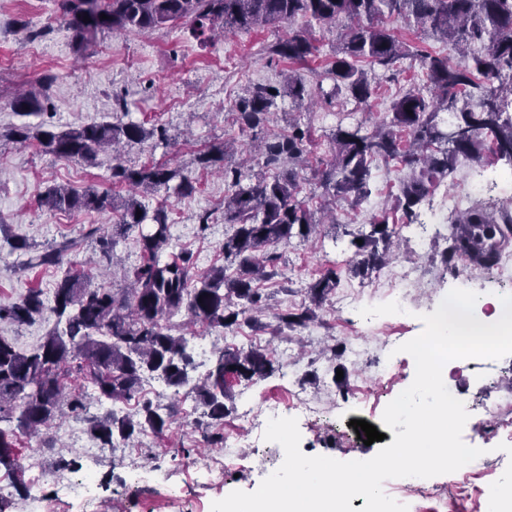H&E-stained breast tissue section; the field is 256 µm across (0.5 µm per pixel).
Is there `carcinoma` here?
Wrapping results in <instances>:
<instances>
[{
    "label": "carcinoma",
    "mask_w": 512,
    "mask_h": 512,
    "mask_svg": "<svg viewBox=\"0 0 512 512\" xmlns=\"http://www.w3.org/2000/svg\"><path fill=\"white\" fill-rule=\"evenodd\" d=\"M64 19L74 32L77 50L88 47L87 35L110 30L156 32L181 27L204 41L217 33L249 31L259 26H288V32L271 44L268 52L304 67L318 52L310 32L294 25L316 22L331 25L349 18L353 25L343 33L330 69L333 91H341L355 103L367 106L377 87L360 63L395 74L403 60L419 59L426 86L417 87L396 99L390 122L371 132L363 126L338 124L333 133V160L314 171L322 188V210L339 200L357 206L371 195L372 162L398 159L415 171L402 182L397 207L407 223L417 219L416 209L425 201L430 185L452 173L459 159L481 162L485 138H491L497 159L512 165V0H62ZM93 27L83 22L85 15ZM106 18H100V15ZM429 30L456 44L460 59L433 54L410 45L389 27L393 20ZM275 93H270V90ZM308 95L303 74L294 70L280 86L257 84L236 104L238 119L253 135L262 131L266 115L277 98L300 105ZM45 99L27 93L14 100L23 115L40 111ZM413 114H408V111ZM448 112L451 120L440 119ZM7 137L19 142L36 138L43 148L60 158L86 163L120 143H142L150 138L167 139L166 129L117 121L74 125L54 132L30 133L17 126ZM308 131L299 125L286 136L261 142V165L274 171L270 177L252 180L238 168H223L229 193L224 196V223L236 226L224 240V259L230 262L205 274L194 272L192 256L185 253L170 261L160 260L170 240L165 210L147 208L134 197L122 201L107 190L82 193L53 187L41 196L49 210L120 212L112 225V236L98 238L100 258L112 259L116 237L152 221L150 232L140 234L144 261L133 271L130 288L124 293L96 288L76 271H67L57 282L53 305L47 306L42 291L32 288L18 302L0 304V321L24 324L50 310L56 325L42 344L22 352L0 337V470L13 473L21 468L16 451V427L33 433L50 426L63 408L82 417L88 431L102 448H116L147 428L163 432L168 419L150 399L139 403L138 412L120 414L109 405L136 397L144 377L155 376L174 391L191 388L203 415L216 427L223 425L231 407L227 376L255 382L271 376L275 367L261 349L219 348L206 376L194 379L193 353L184 334L174 333L170 319L181 313L190 323H203L215 330L230 329L252 314L268 308V296L256 287L268 272L266 265L277 256L262 248L286 243L293 238L309 239L321 221L299 199V168L305 164ZM112 179L145 193L169 188L178 181L183 196L196 191L190 177L166 164L133 169L120 160L112 165ZM362 243H357L356 239ZM396 231L382 218L367 235L353 236L355 248L351 272L364 275L389 260ZM512 238V211H489L472 206L450 224L445 264L465 255L477 267L490 268L494 246ZM66 242L29 262L58 265ZM233 273H227L229 266ZM336 270L328 269L308 288L311 306L277 315V330L294 332L316 318L315 307L336 287ZM81 360L90 368V379L103 408L88 414L86 396L63 382L67 367Z\"/></svg>",
    "instance_id": "carcinoma-1"
}]
</instances>
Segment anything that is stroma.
Wrapping results in <instances>:
<instances>
[{"instance_id":"obj_1","label":"stroma","mask_w":512,"mask_h":512,"mask_svg":"<svg viewBox=\"0 0 512 512\" xmlns=\"http://www.w3.org/2000/svg\"><path fill=\"white\" fill-rule=\"evenodd\" d=\"M347 26L344 20L336 26H313L311 34L319 51L304 71L309 97L300 109L292 108L288 100L277 101L264 128L272 135L286 133L294 120L310 126L313 139L308 151L314 163L332 160L335 145L331 134L337 124L358 120L366 130H375L390 122L394 99L425 81L419 62L408 59L395 76L373 75L380 89L367 108L355 109L353 102L342 96L337 97L335 106L326 105L322 94L331 89L332 82L323 73L333 59L339 29ZM281 33V28L267 27L216 36L203 44L188 31L169 27L155 33L99 34L93 47L81 53L75 48L60 0H0V304L16 302L32 288L40 289L44 299H51L57 281L69 269L85 270L93 286L118 291L128 287V272L142 261L139 232L134 229L118 238L110 267H95L98 243L88 229L96 225L101 232H110L117 220L112 211L50 214L38 205L39 197L58 185L78 190L109 188L118 197H127V186L110 181L111 152L100 153L90 165L44 153L33 139H3V132L25 124L56 130L117 120L148 127L165 125L168 144L152 139L132 144L122 148L121 159L134 168L151 161L165 162L196 180L193 195L163 189L142 195L141 201L147 210L161 204L168 210L171 241L164 258L190 252L199 273L223 265L224 240L234 232L233 225L224 221V176L203 168L198 158L219 147L225 149L229 162L249 158L251 135L241 131L235 104L250 85L280 84L291 70L288 60L268 52ZM47 74L56 77L47 89V113L20 115L13 108L14 99L22 91L43 89L41 80ZM117 95L127 101L126 113L114 112ZM372 168V194L367 201L357 206L337 203L335 224L321 225L309 240L294 238L278 245L280 258L274 273L261 283L273 309L261 315L259 325L247 328L256 346L268 349L276 371L258 383L235 381L229 388L237 411L249 403L280 401L282 411L297 418L300 449L308 456L349 461L367 460L376 454L377 445H364L350 422L356 419L380 425L385 407L412 384L415 361L398 347L423 331L422 315L432 313L452 289L512 295V283L499 280L493 271L481 270L473 277L450 274L442 261L449 228L427 222L431 204L444 192L491 204V196L476 193V185L511 176L512 166L488 153L481 163L459 164L439 180L419 207L418 221L426 226L427 248L418 251L411 244H401L394 263L417 265L422 277L409 292L406 319L395 336H388L384 326L389 320V299L379 289L387 271L382 268L362 277L352 275L350 237L370 231L372 222L384 215L390 223L402 224V213L393 204L410 173L394 161L377 160ZM205 212L211 220L203 231L198 216ZM15 237L27 240L37 252L65 242L70 248L61 264L36 266L29 264L27 255L11 250L8 241ZM329 268L336 270L339 281L317 318L301 330L299 338L274 335L275 313L307 304L309 284ZM54 324L49 313L22 325L0 322V336L28 352L43 342ZM352 324L366 331L372 355L360 364L353 363L349 354L337 356L330 350L334 344L348 345ZM377 360L390 364L389 378L377 379L373 367ZM456 375L459 398L467 406L478 411L485 403L498 401L512 414V355L494 360L489 369L457 363ZM161 403L169 409V428L160 435L146 430L132 440L133 446L145 451L142 462L146 472L131 469L119 448L88 456L97 440L80 418L66 414L48 429L54 447H42L38 438L17 431L16 446L25 477H32L36 466L55 470V460L62 453L76 463L70 472L72 480L92 472L93 512H149L167 501L174 504L172 512H211L213 502L232 491L257 489L267 469L279 468L283 462L277 443L265 441L262 431L241 440L235 450L222 444L211 446L204 441L200 412L190 410L180 396L170 392ZM192 443L198 444L200 453L217 459L239 454L252 457L254 463L243 473L237 467H227L223 480L211 482L188 468L180 452ZM476 445L483 450L478 463L484 473L474 478V485L482 487L512 475V468L500 460L502 453H512V444L487 436L477 439Z\"/></svg>"}]
</instances>
